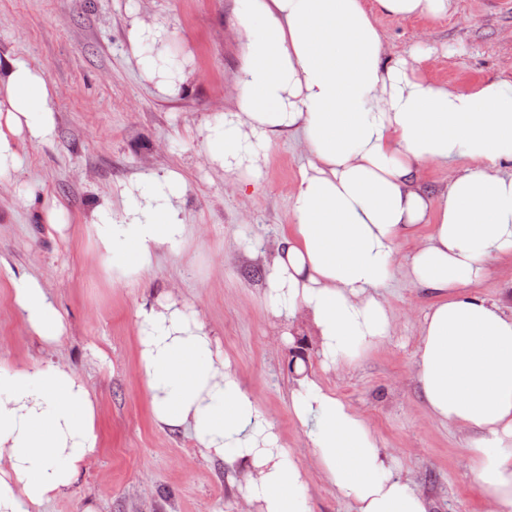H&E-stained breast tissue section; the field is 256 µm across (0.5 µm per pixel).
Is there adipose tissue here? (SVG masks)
Masks as SVG:
<instances>
[{
  "mask_svg": "<svg viewBox=\"0 0 512 512\" xmlns=\"http://www.w3.org/2000/svg\"><path fill=\"white\" fill-rule=\"evenodd\" d=\"M450 0H232L241 48L229 103L196 136L211 165L244 190L271 143L288 134L306 152L290 195L292 222L266 275L265 294L296 346L309 330L320 370L296 361L290 412L327 484L349 512H431L364 416L324 384L386 339L393 319L380 288L413 241L411 280L434 301L419 321L414 379L428 415L463 433L491 512H512V298L480 291L495 262L512 260V86L487 80L460 92L428 79V52L385 63L378 19L446 17ZM169 20H132L141 77L176 97L191 75L171 67ZM56 117L44 67L0 55V176L25 144L50 142ZM452 171L438 194L420 173ZM130 185L121 207L98 199L84 219L100 264L122 286L178 256L197 230L186 183L172 169ZM28 330L61 344L66 325L40 279L12 278ZM137 361L155 426L182 431L223 462L247 512H311L307 472L281 445L213 330L166 297L137 310ZM98 404L69 366L0 365V512H42L101 446Z\"/></svg>",
  "mask_w": 512,
  "mask_h": 512,
  "instance_id": "1",
  "label": "adipose tissue"
}]
</instances>
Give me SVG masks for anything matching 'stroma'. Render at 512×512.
<instances>
[{
  "mask_svg": "<svg viewBox=\"0 0 512 512\" xmlns=\"http://www.w3.org/2000/svg\"><path fill=\"white\" fill-rule=\"evenodd\" d=\"M136 17L175 25L172 45L192 69L183 96H162L140 78L128 44ZM233 23L230 0H0V53L46 69L57 114L53 141L26 146L17 171L0 180V361L66 364L100 409L101 447L44 512H241L223 464L149 420L136 312L165 296L215 330L282 444L307 469L313 512H347L291 416V353L264 295V273L291 221L289 188L303 147L286 137L274 142L261 176L242 195L207 164L196 138L203 117L226 103L240 54ZM380 25L393 58L427 40L436 83L460 91L488 79L512 83V0H452L443 19L384 17ZM162 168L184 177L186 209L201 232L139 285H112L84 232L87 210ZM25 185L35 187L34 197L20 194ZM55 205L67 217L59 231L43 219ZM23 274L40 278L65 319L68 334L56 348L26 329L12 304L10 280ZM386 295L394 318L389 338L323 380L365 416L433 512H486L463 434L426 415L412 377L418 319L432 297L402 269Z\"/></svg>",
  "mask_w": 512,
  "mask_h": 512,
  "instance_id": "obj_1",
  "label": "stroma"
}]
</instances>
